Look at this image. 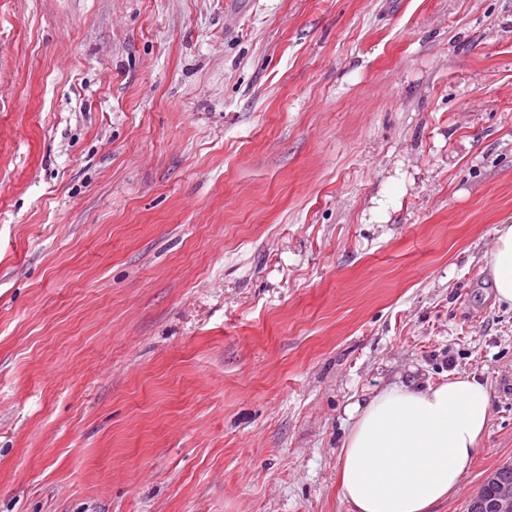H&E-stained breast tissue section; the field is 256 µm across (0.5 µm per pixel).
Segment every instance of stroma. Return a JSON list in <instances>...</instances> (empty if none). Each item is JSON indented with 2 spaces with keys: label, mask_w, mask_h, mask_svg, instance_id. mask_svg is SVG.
Returning a JSON list of instances; mask_svg holds the SVG:
<instances>
[{
  "label": "stroma",
  "mask_w": 512,
  "mask_h": 512,
  "mask_svg": "<svg viewBox=\"0 0 512 512\" xmlns=\"http://www.w3.org/2000/svg\"><path fill=\"white\" fill-rule=\"evenodd\" d=\"M511 223L512 0H0V512H349L348 406L453 372L465 512ZM495 240L487 257L489 273L497 303L512 307V224H498Z\"/></svg>",
  "instance_id": "obj_1"
}]
</instances>
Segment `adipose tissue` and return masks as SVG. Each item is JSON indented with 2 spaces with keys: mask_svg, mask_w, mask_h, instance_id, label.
Masks as SVG:
<instances>
[{
  "mask_svg": "<svg viewBox=\"0 0 512 512\" xmlns=\"http://www.w3.org/2000/svg\"><path fill=\"white\" fill-rule=\"evenodd\" d=\"M487 257L497 303L512 306V224L497 225ZM339 451L350 512H433L469 473L491 419L487 387L466 374L395 383L347 408Z\"/></svg>",
  "mask_w": 512,
  "mask_h": 512,
  "instance_id": "adipose-tissue-1",
  "label": "adipose tissue"
}]
</instances>
